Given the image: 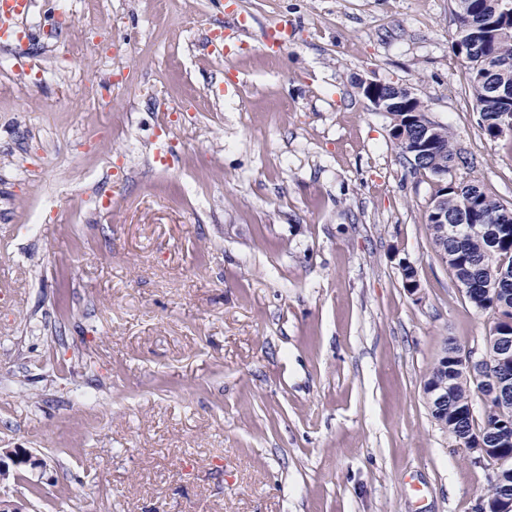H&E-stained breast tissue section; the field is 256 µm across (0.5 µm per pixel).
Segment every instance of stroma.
I'll use <instances>...</instances> for the list:
<instances>
[{
    "instance_id": "35a3bbf8",
    "label": "stroma",
    "mask_w": 512,
    "mask_h": 512,
    "mask_svg": "<svg viewBox=\"0 0 512 512\" xmlns=\"http://www.w3.org/2000/svg\"><path fill=\"white\" fill-rule=\"evenodd\" d=\"M454 0H32L0 47V500L24 512H472L488 467L433 420L477 310L440 187L359 79L409 86L512 204ZM111 31L118 53L84 40ZM238 26L211 58L205 29ZM417 270L404 288L401 262Z\"/></svg>"
}]
</instances>
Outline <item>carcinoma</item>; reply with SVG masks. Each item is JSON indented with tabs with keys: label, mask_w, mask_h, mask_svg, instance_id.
Returning <instances> with one entry per match:
<instances>
[{
	"label": "carcinoma",
	"mask_w": 512,
	"mask_h": 512,
	"mask_svg": "<svg viewBox=\"0 0 512 512\" xmlns=\"http://www.w3.org/2000/svg\"><path fill=\"white\" fill-rule=\"evenodd\" d=\"M456 29L453 40L470 45L465 59L468 70V90L479 114L480 127L493 138L501 135L502 115L512 114V96H497L491 87L512 90V14L502 11L501 0H455ZM391 95V128H402L408 144L428 141L427 151L411 164L414 170H424L437 176L462 165L474 168V161L460 156L448 127L429 122H404L405 106L422 116L425 109L419 98L402 86L388 89ZM443 216L457 226L458 239L443 240L442 225L427 214V227L432 242L438 248L442 263L456 279L470 303L484 311L498 314L495 328L501 336H512V206L489 195L474 181H450L440 190ZM496 216L497 234L494 240L469 233L470 223H479ZM461 347L449 343L430 369L425 386H434L444 396V402L430 407L432 418L466 448L480 437L490 448L502 449L501 457L512 460V430L499 433L498 424L512 418V361L500 360L499 342L489 344L482 363L485 375L503 383L507 396L482 392L484 409L481 419L475 418L472 388L481 383L467 373L459 360ZM512 486V466L502 470L496 480H487L483 498L493 506L504 485Z\"/></svg>",
	"instance_id": "obj_1"
}]
</instances>
